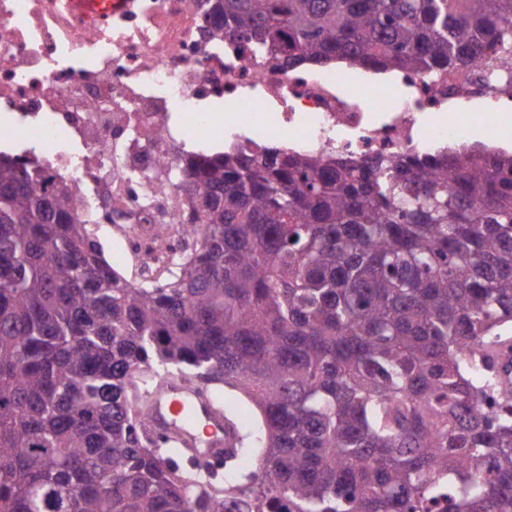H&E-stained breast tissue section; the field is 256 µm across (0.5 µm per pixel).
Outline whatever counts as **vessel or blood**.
Instances as JSON below:
<instances>
[{
	"instance_id": "b4317fda",
	"label": "vessel or blood",
	"mask_w": 512,
	"mask_h": 512,
	"mask_svg": "<svg viewBox=\"0 0 512 512\" xmlns=\"http://www.w3.org/2000/svg\"><path fill=\"white\" fill-rule=\"evenodd\" d=\"M146 422L149 429L177 439L195 457L223 456L231 443L224 418L207 395L176 378L165 389L152 392Z\"/></svg>"
}]
</instances>
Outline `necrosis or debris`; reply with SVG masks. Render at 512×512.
I'll list each match as a JSON object with an SVG mask.
<instances>
[{
  "mask_svg": "<svg viewBox=\"0 0 512 512\" xmlns=\"http://www.w3.org/2000/svg\"><path fill=\"white\" fill-rule=\"evenodd\" d=\"M212 0H112L90 25L68 0H0V148L39 160L80 189L79 207L109 217L140 260L187 197L179 142L253 152L285 145L353 159L470 144L461 117L480 111L482 143L512 144V86L482 61L395 81L347 79L288 65L274 48L225 35ZM162 172L165 186L149 185Z\"/></svg>",
  "mask_w": 512,
  "mask_h": 512,
  "instance_id": "4bbe7bcc",
  "label": "necrosis or debris"
}]
</instances>
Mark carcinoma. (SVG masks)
<instances>
[{
  "label": "carcinoma",
  "mask_w": 512,
  "mask_h": 512,
  "mask_svg": "<svg viewBox=\"0 0 512 512\" xmlns=\"http://www.w3.org/2000/svg\"><path fill=\"white\" fill-rule=\"evenodd\" d=\"M214 14L292 65L425 74L512 46V0ZM181 162L191 249L136 283L75 184L0 152V512H512V385L490 364L512 333V154ZM171 373L259 413L246 436L225 419L222 483L145 431Z\"/></svg>",
  "instance_id": "obj_1"
}]
</instances>
